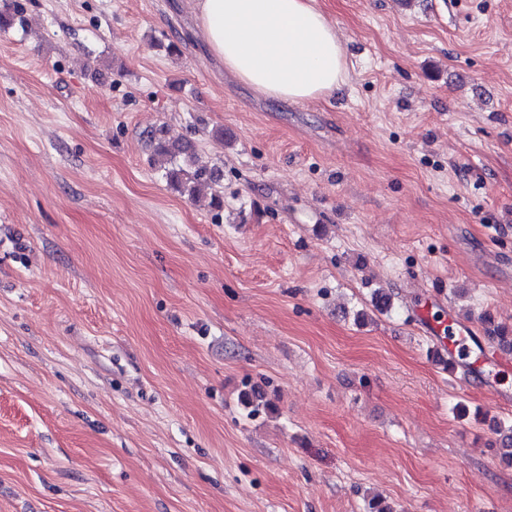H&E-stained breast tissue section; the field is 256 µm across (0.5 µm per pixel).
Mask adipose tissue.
Here are the masks:
<instances>
[{
    "label": "adipose tissue",
    "mask_w": 512,
    "mask_h": 512,
    "mask_svg": "<svg viewBox=\"0 0 512 512\" xmlns=\"http://www.w3.org/2000/svg\"><path fill=\"white\" fill-rule=\"evenodd\" d=\"M200 33L224 70L288 103L331 95L347 77L335 26L314 0H195Z\"/></svg>",
    "instance_id": "adipose-tissue-1"
}]
</instances>
